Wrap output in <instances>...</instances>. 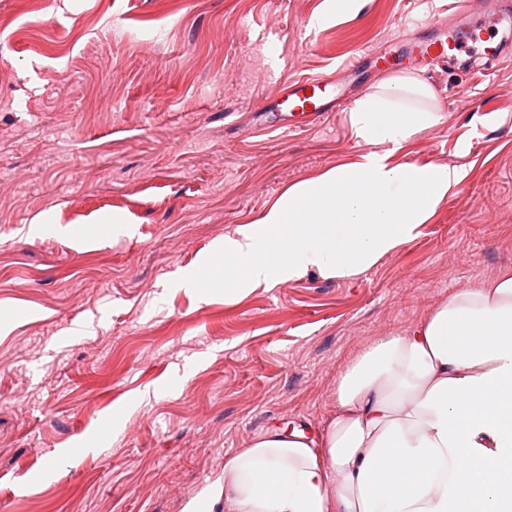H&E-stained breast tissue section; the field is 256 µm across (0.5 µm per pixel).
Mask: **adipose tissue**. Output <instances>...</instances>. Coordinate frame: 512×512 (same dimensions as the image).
<instances>
[{
    "mask_svg": "<svg viewBox=\"0 0 512 512\" xmlns=\"http://www.w3.org/2000/svg\"><path fill=\"white\" fill-rule=\"evenodd\" d=\"M428 83L395 76L356 102L369 149L286 190L213 250L203 295L317 271L353 277L411 239L462 180L397 163L439 115L399 105ZM320 441L275 428L224 462L225 512H512V271L464 288L404 335L382 336L340 376Z\"/></svg>",
    "mask_w": 512,
    "mask_h": 512,
    "instance_id": "obj_1",
    "label": "adipose tissue"
}]
</instances>
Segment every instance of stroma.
<instances>
[{
    "label": "stroma",
    "mask_w": 512,
    "mask_h": 512,
    "mask_svg": "<svg viewBox=\"0 0 512 512\" xmlns=\"http://www.w3.org/2000/svg\"><path fill=\"white\" fill-rule=\"evenodd\" d=\"M447 2L354 0L319 25L328 0H0V512H189L268 429L324 436L375 338L512 270V28L487 24L485 70L417 66V41L466 33ZM363 50L385 63L338 76ZM309 75L337 76V106L279 130L280 84ZM396 75L440 119L395 161L463 171L412 239L351 278L174 287L367 151L350 109Z\"/></svg>",
    "instance_id": "1"
}]
</instances>
